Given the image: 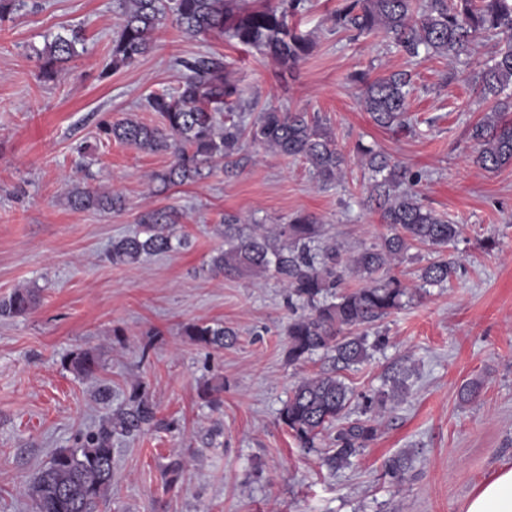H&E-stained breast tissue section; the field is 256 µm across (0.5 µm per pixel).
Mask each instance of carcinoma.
<instances>
[{"mask_svg":"<svg viewBox=\"0 0 512 512\" xmlns=\"http://www.w3.org/2000/svg\"><path fill=\"white\" fill-rule=\"evenodd\" d=\"M122 22L112 38L110 69L137 62L152 48V33L170 22L185 36L196 38L227 33L239 43L252 46L280 65L293 68L313 48L310 35L298 30L295 16L303 0H278L275 5L240 11L232 0H119ZM334 27L357 35L381 32L404 55L426 59L440 57L453 64L476 54L479 40L497 36L494 50L478 76L477 90L489 111L472 125L469 136L476 145L474 162L487 171L512 165V0H339ZM84 44L82 30L57 36L37 51L40 74L54 78L60 68L77 55ZM182 76L173 93H155L143 107L161 118L148 125L127 117L103 128V133L149 152H166L172 164L152 175V180L169 188L196 182L213 166L232 163L242 143L249 140L279 154L301 158L314 177L324 183L343 172L344 155L318 114L280 112L269 109L246 125L238 116L243 106L238 86L227 78L226 66L207 55L178 59ZM354 81L361 85L360 100L379 127L410 130L407 96L412 85L408 71L369 79L360 72ZM356 155L370 180L369 201L390 233L379 243L344 256L339 244L320 242L319 225L310 215H299L270 231L261 224H242L233 214L224 215L219 233L224 248L211 258L215 275L272 273L288 290L303 312L288 323V353L294 362H305L322 353L331 369L301 378L280 411V420L300 447L317 449L322 434L336 429L332 447L325 449L323 463L331 470L352 465L378 435L377 414L403 401L409 375L384 383L379 389L359 396L363 418L345 425L354 400L353 391L338 375L368 360L382 347L386 337L374 339L364 328L401 308L410 287L398 277H382L395 261L418 246L443 248L455 242L459 225L425 207L416 193L404 187L422 180L392 161L387 155L362 142ZM76 210L108 211L123 207L121 196L112 192L75 187L67 193ZM182 215L173 207L140 214L143 235L126 236L112 243V261L125 263L143 254H165L174 246L186 247L190 240L174 238L173 227ZM354 270L370 285L341 290L345 273ZM453 263L434 261L420 270L415 289L448 281L455 273ZM35 296L17 289L0 299V318H14L33 310ZM191 339L205 347L222 348L236 339L235 331L216 324H191ZM65 365L74 373L96 378L98 360L92 350L70 354ZM156 424V410L145 396L136 394L110 411L99 427L79 433L77 446L60 448L51 461L24 489L34 512H99V505L112 492V438L119 434L135 437ZM410 457L388 458L384 473L397 486L407 481Z\"/></svg>","mask_w":512,"mask_h":512,"instance_id":"1","label":"carcinoma"}]
</instances>
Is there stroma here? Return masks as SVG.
Instances as JSON below:
<instances>
[{
  "label": "stroma",
  "instance_id": "35a3bbf8",
  "mask_svg": "<svg viewBox=\"0 0 512 512\" xmlns=\"http://www.w3.org/2000/svg\"><path fill=\"white\" fill-rule=\"evenodd\" d=\"M336 5L307 0L301 28L315 45L292 71L226 35L191 39L168 24L153 33L149 54L107 71L118 0H24L0 23V298L30 288L37 299L29 314L0 319V512H33L23 489L55 450L99 426L101 385L116 406L145 395L160 419L139 436L113 437L112 493L101 512H462L512 468V165L474 164L468 135L486 111L476 81L495 39L485 37L450 82L444 59L416 63L382 36L336 32ZM73 28L85 34L83 50L57 78L40 79L36 49ZM201 54L226 63L246 120L268 107L319 113L347 159L342 181L320 186L305 161L247 142L233 166L165 189L151 176L169 154L100 134V124L129 116L157 124L145 98L178 86L174 60ZM358 70L411 72L412 132L373 123L348 80ZM360 142L423 172L422 202L461 227L444 250L458 270L377 322L387 345L342 371L357 394L404 370L410 389L353 465L332 471L279 420L295 383L326 365L318 355L289 359L286 289L271 275L216 276L208 263L224 246L213 227L228 213L265 225L307 213L323 239L352 249L379 242L388 227L363 204ZM76 186L117 193L124 207L72 209L66 195ZM165 207L183 213L175 233L189 246L112 263L113 241L140 232L141 212ZM193 323L221 324L238 338L205 348L186 334ZM81 349L99 358L96 380L62 363ZM471 380L481 392L465 403L458 391ZM217 382L224 391L213 401L206 388ZM400 453L412 458L402 487L382 475ZM178 458L179 473L167 472Z\"/></svg>",
  "mask_w": 512,
  "mask_h": 512
}]
</instances>
